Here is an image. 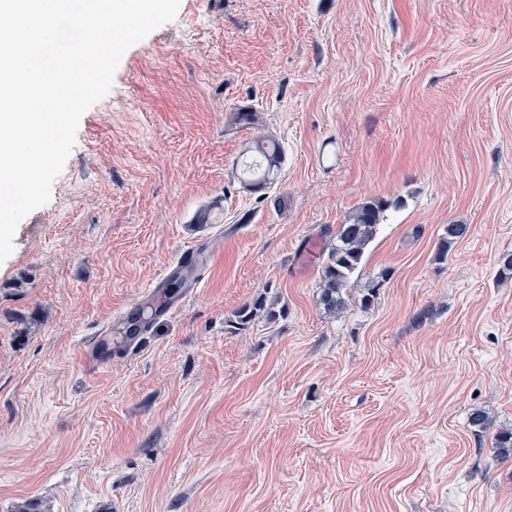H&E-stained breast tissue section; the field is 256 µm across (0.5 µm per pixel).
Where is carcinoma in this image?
<instances>
[{
	"label": "carcinoma",
	"instance_id": "1",
	"mask_svg": "<svg viewBox=\"0 0 512 512\" xmlns=\"http://www.w3.org/2000/svg\"><path fill=\"white\" fill-rule=\"evenodd\" d=\"M251 159L244 162L237 172V179L248 188H261L274 179L282 163V149L276 139L269 136L256 138L247 148ZM383 219V208L375 201H367L355 208L327 243V256L321 271L319 302L330 313L346 307L345 290L362 264L365 250L375 239ZM468 232L465 224L448 225V237L439 246V255H448V247L454 240ZM267 312L266 298L259 295L243 306L235 315V324L244 328ZM498 453L512 455V430L500 431L494 436Z\"/></svg>",
	"mask_w": 512,
	"mask_h": 512
}]
</instances>
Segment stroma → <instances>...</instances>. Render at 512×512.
Segmentation results:
<instances>
[{
  "label": "stroma",
  "instance_id": "35a3bbf8",
  "mask_svg": "<svg viewBox=\"0 0 512 512\" xmlns=\"http://www.w3.org/2000/svg\"><path fill=\"white\" fill-rule=\"evenodd\" d=\"M242 106L259 126L231 124ZM259 135L283 162L254 192L235 167ZM371 199L383 222L327 312L321 250ZM14 244L0 512H512L491 444L512 429V0H181ZM189 247L196 288L94 363ZM266 312L269 315L270 312L267 311V303L265 296H257L253 301L245 306H243L239 311L236 312L235 315V323L236 327L239 330L243 329L247 325H249L252 321H254L257 317L262 316Z\"/></svg>",
  "mask_w": 512,
  "mask_h": 512
}]
</instances>
